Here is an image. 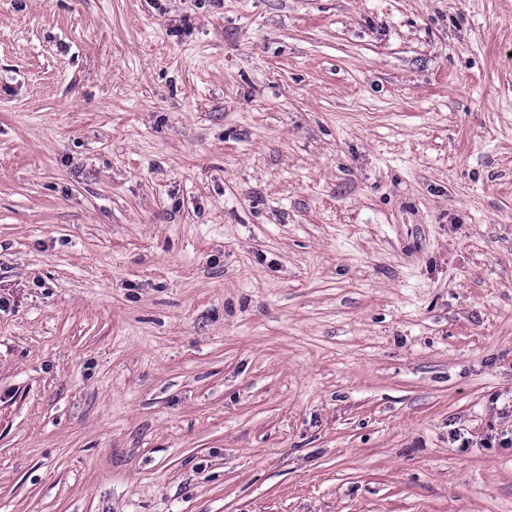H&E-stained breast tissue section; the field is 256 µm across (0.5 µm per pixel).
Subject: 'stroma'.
Wrapping results in <instances>:
<instances>
[{"label": "stroma", "instance_id": "stroma-1", "mask_svg": "<svg viewBox=\"0 0 512 512\" xmlns=\"http://www.w3.org/2000/svg\"><path fill=\"white\" fill-rule=\"evenodd\" d=\"M0 512H512V0H0Z\"/></svg>", "mask_w": 512, "mask_h": 512}]
</instances>
